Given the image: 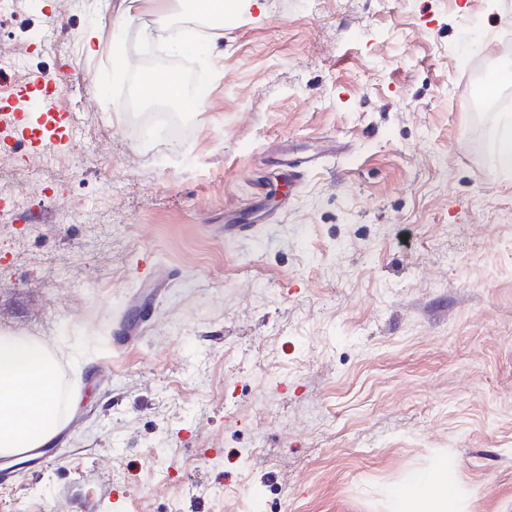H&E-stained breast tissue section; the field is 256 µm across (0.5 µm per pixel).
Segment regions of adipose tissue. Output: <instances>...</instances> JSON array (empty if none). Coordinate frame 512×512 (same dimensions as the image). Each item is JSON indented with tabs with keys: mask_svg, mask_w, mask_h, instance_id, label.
Returning a JSON list of instances; mask_svg holds the SVG:
<instances>
[{
	"mask_svg": "<svg viewBox=\"0 0 512 512\" xmlns=\"http://www.w3.org/2000/svg\"><path fill=\"white\" fill-rule=\"evenodd\" d=\"M59 366L44 343L0 335V455L45 446L60 427ZM393 512H458L460 483L453 464L429 471L393 492Z\"/></svg>",
	"mask_w": 512,
	"mask_h": 512,
	"instance_id": "1",
	"label": "adipose tissue"
}]
</instances>
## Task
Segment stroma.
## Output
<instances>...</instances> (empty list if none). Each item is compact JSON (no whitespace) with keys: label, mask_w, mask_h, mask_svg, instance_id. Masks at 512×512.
Listing matches in <instances>:
<instances>
[{"label":"stroma","mask_w":512,"mask_h":512,"mask_svg":"<svg viewBox=\"0 0 512 512\" xmlns=\"http://www.w3.org/2000/svg\"><path fill=\"white\" fill-rule=\"evenodd\" d=\"M179 10L15 0L0 28L77 118L48 188L0 181V333L55 345L69 390L54 444L0 466V512H390L440 455L461 512H512V80L476 96L512 68V0L246 5L198 26L206 99L149 143L100 75ZM333 136L252 222L269 145ZM502 131L496 141L495 155L498 166L505 172H512V120L503 121Z\"/></svg>","instance_id":"35a3bbf8"}]
</instances>
